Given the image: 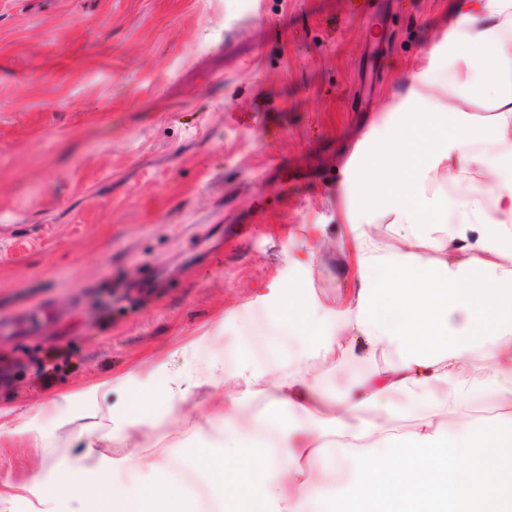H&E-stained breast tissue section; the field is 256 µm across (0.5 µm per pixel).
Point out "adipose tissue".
<instances>
[{
  "instance_id": "adipose-tissue-1",
  "label": "adipose tissue",
  "mask_w": 512,
  "mask_h": 512,
  "mask_svg": "<svg viewBox=\"0 0 512 512\" xmlns=\"http://www.w3.org/2000/svg\"><path fill=\"white\" fill-rule=\"evenodd\" d=\"M455 17L364 137L338 193L355 282L339 306L269 289L229 359L222 436L188 459L212 512H512V412L478 416L474 397L512 402V0H450ZM463 198L428 192L471 170ZM403 228L373 233L378 215ZM474 357L490 368L471 382ZM357 369L325 397L322 372ZM163 367L112 417L130 445L158 415L182 417ZM264 396L260 411L251 401ZM458 426L448 429V414ZM91 512H199L177 466L95 497Z\"/></svg>"
}]
</instances>
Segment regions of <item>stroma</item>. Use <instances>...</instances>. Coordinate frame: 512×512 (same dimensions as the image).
I'll return each mask as SVG.
<instances>
[{"instance_id":"stroma-1","label":"stroma","mask_w":512,"mask_h":512,"mask_svg":"<svg viewBox=\"0 0 512 512\" xmlns=\"http://www.w3.org/2000/svg\"><path fill=\"white\" fill-rule=\"evenodd\" d=\"M451 21L448 0H0V319L49 315L0 335V512H87L63 476L129 483L215 439L224 387L197 368L266 285L314 309L352 288L345 165ZM159 365L192 379L185 416L113 468L110 415Z\"/></svg>"}]
</instances>
